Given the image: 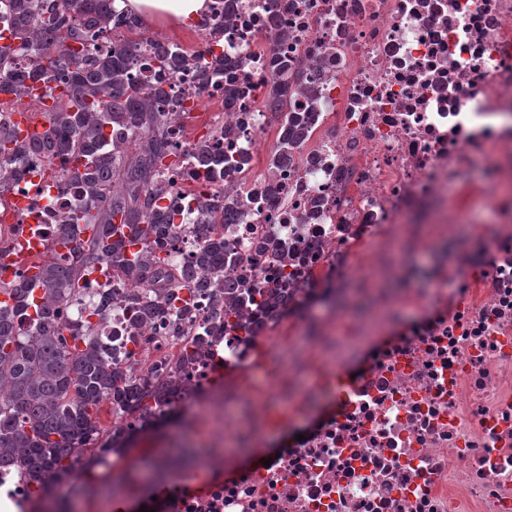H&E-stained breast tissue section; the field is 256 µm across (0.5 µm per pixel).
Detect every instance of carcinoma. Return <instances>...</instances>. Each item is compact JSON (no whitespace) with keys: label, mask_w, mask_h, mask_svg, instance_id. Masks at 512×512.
I'll return each mask as SVG.
<instances>
[{"label":"carcinoma","mask_w":512,"mask_h":512,"mask_svg":"<svg viewBox=\"0 0 512 512\" xmlns=\"http://www.w3.org/2000/svg\"><path fill=\"white\" fill-rule=\"evenodd\" d=\"M7 2L8 36L0 34V95L19 104L39 86L52 103L42 107L44 130L21 143L10 113L0 111V193L12 180L9 160L18 154L45 157L56 179L78 187L85 207L62 217L56 236L66 253L41 259V279L28 287L25 273L0 281V464L8 463L29 486V496H46L78 477V467L96 461L84 456L86 441H100L101 455L120 454V429L102 432L101 406L126 426L150 419L167 394L183 387L207 338L246 331L252 319L274 307L279 289L246 294L224 286V237H212L179 276H166L174 227L159 202L171 191L179 158L172 126L184 117L167 105L168 92L144 86L133 70L143 49L154 50L162 71L175 74L196 61L200 81L224 73V60L208 62L177 43L140 33L143 22L117 11L114 0H0ZM121 26L139 31V39L102 48ZM28 50L34 60L17 70L15 56ZM302 129L293 123L279 145L276 162H292ZM199 166L221 174L231 160L211 141L191 146ZM237 196L220 185L201 202V213L232 209ZM92 230L80 238V228ZM128 229L140 249L126 255L113 233ZM102 263L132 277L142 293L115 299L105 289L87 288L90 266ZM168 277L169 287L153 284ZM209 289L211 322L202 336L185 339L184 351L161 373H140L132 363L112 356V344L99 337V324L72 322L77 305L100 312L119 305L131 313L129 338L155 320L189 314L177 306L179 293Z\"/></svg>","instance_id":"carcinoma-1"}]
</instances>
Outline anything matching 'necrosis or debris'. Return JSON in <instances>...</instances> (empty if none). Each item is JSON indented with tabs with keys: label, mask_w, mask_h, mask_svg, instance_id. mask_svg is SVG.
Instances as JSON below:
<instances>
[{
	"label": "necrosis or debris",
	"mask_w": 512,
	"mask_h": 512,
	"mask_svg": "<svg viewBox=\"0 0 512 512\" xmlns=\"http://www.w3.org/2000/svg\"><path fill=\"white\" fill-rule=\"evenodd\" d=\"M215 55L242 95L210 122L237 206L200 212L213 184L184 159L169 270L215 235L237 257L241 289L286 280L249 331L204 345L188 393L170 398L184 431L216 448L293 426L326 395L335 413L270 465L193 480L166 465L148 512H512V213L460 234L471 197L492 202L512 180V0H213ZM290 88L283 111L269 84ZM305 130L292 164L256 170L259 146ZM233 137H222L224 126ZM484 168L485 177L468 174ZM9 168L0 250L33 224L47 238L80 209L78 189L46 177L35 154ZM268 249H261V242ZM398 281L397 298L353 337L329 326L356 289ZM403 332L359 371L374 321ZM277 365L263 389L255 368Z\"/></svg>",
	"instance_id": "1"
}]
</instances>
